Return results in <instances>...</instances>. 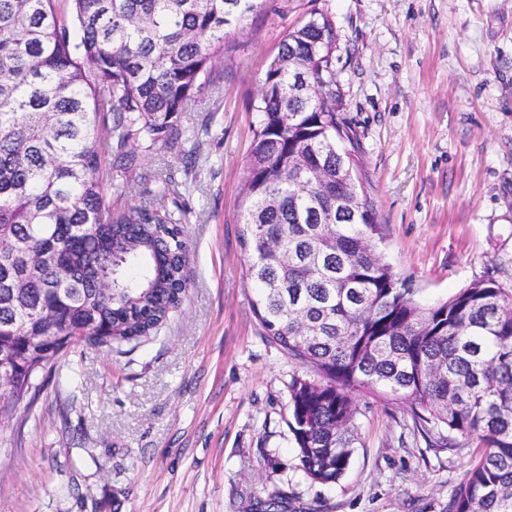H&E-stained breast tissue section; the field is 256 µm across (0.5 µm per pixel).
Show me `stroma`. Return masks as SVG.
Wrapping results in <instances>:
<instances>
[{"instance_id": "stroma-1", "label": "stroma", "mask_w": 512, "mask_h": 512, "mask_svg": "<svg viewBox=\"0 0 512 512\" xmlns=\"http://www.w3.org/2000/svg\"><path fill=\"white\" fill-rule=\"evenodd\" d=\"M338 34L344 113L363 149L382 252L423 302L480 280L512 290V0H267L179 117L132 142L114 207L180 206L190 288L135 350L75 346L32 410L0 425V512H448L479 456L427 447L407 403L363 395L341 484L311 483L290 432L303 369L266 340L245 276L240 188L258 79L312 9Z\"/></svg>"}]
</instances>
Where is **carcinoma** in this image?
<instances>
[{
	"instance_id": "obj_1",
	"label": "carcinoma",
	"mask_w": 512,
	"mask_h": 512,
	"mask_svg": "<svg viewBox=\"0 0 512 512\" xmlns=\"http://www.w3.org/2000/svg\"><path fill=\"white\" fill-rule=\"evenodd\" d=\"M0 0V328L43 336L29 372H56L80 344L111 352L156 336L188 288L182 210H112L106 165L142 136L177 146L178 117L229 38L265 0ZM336 26L314 10L258 78L261 117L242 187L247 278L264 336L316 377L290 383L299 467L333 485L353 453L356 396L410 403L413 428L450 450L482 449L450 512H512V293L480 281L423 305L377 254L371 183L336 111ZM300 65L324 87L288 92ZM109 137L95 134L99 125ZM351 206L336 208V191ZM284 255L264 262L268 247ZM42 256L39 274L17 254Z\"/></svg>"
}]
</instances>
